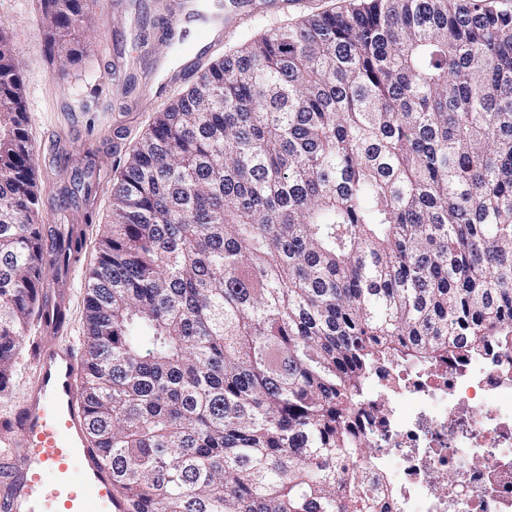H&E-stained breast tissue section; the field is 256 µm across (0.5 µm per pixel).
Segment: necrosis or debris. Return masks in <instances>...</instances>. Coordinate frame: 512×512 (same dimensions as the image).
Returning a JSON list of instances; mask_svg holds the SVG:
<instances>
[{"label":"necrosis or debris","instance_id":"obj_1","mask_svg":"<svg viewBox=\"0 0 512 512\" xmlns=\"http://www.w3.org/2000/svg\"><path fill=\"white\" fill-rule=\"evenodd\" d=\"M351 432L374 512H512V347L384 367Z\"/></svg>","mask_w":512,"mask_h":512}]
</instances>
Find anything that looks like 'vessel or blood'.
<instances>
[{
	"label": "vessel or blood",
	"mask_w": 512,
	"mask_h": 512,
	"mask_svg": "<svg viewBox=\"0 0 512 512\" xmlns=\"http://www.w3.org/2000/svg\"><path fill=\"white\" fill-rule=\"evenodd\" d=\"M75 363L71 344L37 351L36 382L10 425L16 436L0 449V512H124L111 472L87 443Z\"/></svg>",
	"instance_id": "b4317fda"
}]
</instances>
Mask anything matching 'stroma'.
I'll use <instances>...</instances> for the list:
<instances>
[{
    "instance_id": "obj_1",
    "label": "stroma",
    "mask_w": 512,
    "mask_h": 512,
    "mask_svg": "<svg viewBox=\"0 0 512 512\" xmlns=\"http://www.w3.org/2000/svg\"><path fill=\"white\" fill-rule=\"evenodd\" d=\"M349 2L304 0L299 8L279 11L273 0H196V12L181 19L172 38L166 30L169 0H94L92 19L83 31L91 51L62 67L47 55L39 0H0V33L21 63L43 222L79 228L83 242L80 259L66 276L64 295L56 296L51 287L44 290L45 304L62 300L66 319L59 329L34 330L35 344H65L80 336L85 283L99 239L111 222L112 182L156 113L189 85L157 68V59H172L177 69L188 62L200 68L222 59L264 27L338 12ZM217 13L234 29L221 41L203 27ZM90 169L99 176L96 192L55 210L73 176Z\"/></svg>"
}]
</instances>
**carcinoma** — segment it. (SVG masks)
Returning a JSON list of instances; mask_svg holds the SVG:
<instances>
[{"instance_id": "1", "label": "carcinoma", "mask_w": 512, "mask_h": 512, "mask_svg": "<svg viewBox=\"0 0 512 512\" xmlns=\"http://www.w3.org/2000/svg\"><path fill=\"white\" fill-rule=\"evenodd\" d=\"M87 51L90 0H40ZM0 37V391L45 243ZM88 442L127 512H370L348 420L372 371L512 341V14L359 0L270 28L157 112L85 285Z\"/></svg>"}]
</instances>
